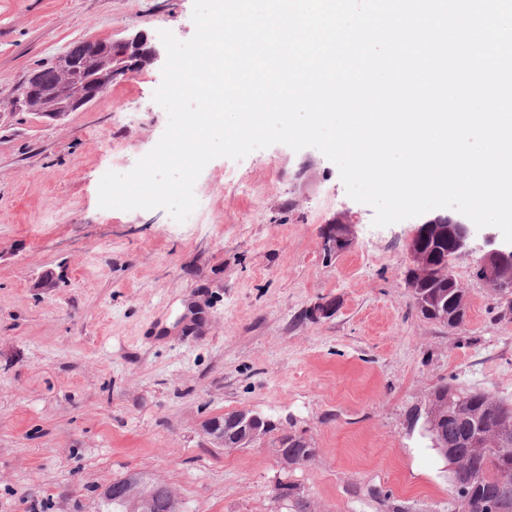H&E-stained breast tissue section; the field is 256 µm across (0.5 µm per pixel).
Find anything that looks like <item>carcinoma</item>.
Wrapping results in <instances>:
<instances>
[{
    "instance_id": "1",
    "label": "carcinoma",
    "mask_w": 512,
    "mask_h": 512,
    "mask_svg": "<svg viewBox=\"0 0 512 512\" xmlns=\"http://www.w3.org/2000/svg\"><path fill=\"white\" fill-rule=\"evenodd\" d=\"M492 289L505 301L512 313V273L492 272ZM413 307L426 319L425 305L434 301L448 305L450 329L461 327L468 310L464 289L445 280L441 261H436L425 287L411 294ZM433 415V431L448 440V453L457 459L451 469L450 512H490L503 499L512 501V449L503 450L502 441L512 443V403L495 399L482 391L463 390L447 382L437 385L425 404ZM275 447L282 449L288 465L301 466L311 462L316 449L297 434L276 438Z\"/></svg>"
}]
</instances>
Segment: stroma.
<instances>
[{
	"mask_svg": "<svg viewBox=\"0 0 512 512\" xmlns=\"http://www.w3.org/2000/svg\"><path fill=\"white\" fill-rule=\"evenodd\" d=\"M194 0H0V512H104L113 481L144 473L183 512H448L447 461L410 427L440 382L512 402V314L474 274L498 228L453 263L457 330L412 307L406 242L335 163L284 144L209 162L199 221L99 206L113 167L163 135V61L63 120L15 110L14 88L74 41L195 34ZM353 224L335 258L321 227ZM325 299L336 312L314 319ZM251 410L317 455L283 470L274 436L213 444L203 424ZM301 488L283 501L276 483Z\"/></svg>",
	"mask_w": 512,
	"mask_h": 512,
	"instance_id": "35a3bbf8",
	"label": "stroma"
}]
</instances>
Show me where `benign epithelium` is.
I'll return each mask as SVG.
<instances>
[{
	"instance_id": "obj_1",
	"label": "benign epithelium",
	"mask_w": 512,
	"mask_h": 512,
	"mask_svg": "<svg viewBox=\"0 0 512 512\" xmlns=\"http://www.w3.org/2000/svg\"><path fill=\"white\" fill-rule=\"evenodd\" d=\"M152 63L159 58L156 48L147 45L141 36H134L114 41L110 37H89L72 43L59 57L54 70L59 74V89L56 95V114L63 115L75 112L99 97L105 84L125 79L137 72L139 58ZM100 62L103 74L100 82L81 86L70 81V74L75 65L81 62ZM321 235L323 250L329 258L339 256L354 248L356 237L353 226L340 219H332L322 225ZM449 238L451 253L446 257L445 267H450V261L465 252L471 237L470 225L461 219L446 216H436L418 225L407 241L409 267L406 285L409 289L418 287L425 276L430 256L423 250V243L433 238ZM512 268L511 249H490L478 260L476 266L477 278L488 284L490 272L495 268ZM259 420L256 414L241 413L239 426L234 442L227 441L224 436V422L212 418L204 424L205 434L209 439L224 448L246 447L258 441L259 433L252 429ZM159 496L169 501L171 512H181V505L173 491L166 485L153 481L142 475H130L123 484L111 485L104 491V499L121 507V512H148L151 500Z\"/></svg>"
}]
</instances>
